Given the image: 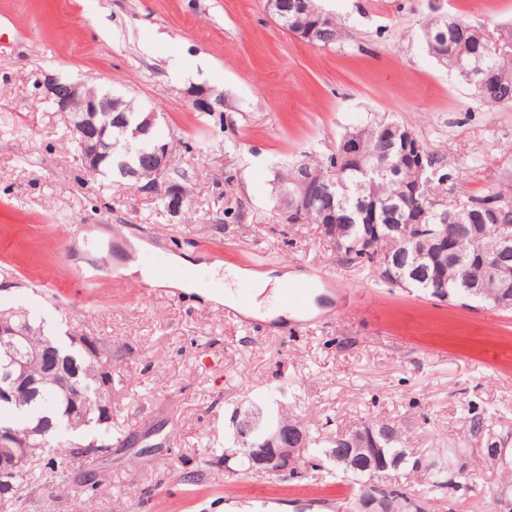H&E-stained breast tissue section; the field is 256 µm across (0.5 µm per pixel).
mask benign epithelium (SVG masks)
Returning <instances> with one entry per match:
<instances>
[{"label":"benign epithelium","mask_w":512,"mask_h":512,"mask_svg":"<svg viewBox=\"0 0 512 512\" xmlns=\"http://www.w3.org/2000/svg\"><path fill=\"white\" fill-rule=\"evenodd\" d=\"M298 6L295 0H267L269 14L279 18L289 10ZM460 74L466 82L478 86H487L504 77V74L483 70L479 67H467L457 64ZM191 100L193 108L198 112L224 111V92L203 86H192L185 91ZM41 98L45 102L55 105L56 111L62 116L69 129L78 136L80 152L77 162L88 173L98 175L101 172L103 155L100 151L99 141L103 133L112 124V117L118 111L123 100L110 98L100 100L93 89L81 82L65 81L53 75H47L41 82ZM158 112L154 110L141 112L140 121L131 132V138L137 139L145 136L157 125ZM386 137L396 140L404 148L405 161L418 170H423L425 160L429 155L424 152L415 133L398 124L391 123L385 128ZM362 136L351 133L345 137L341 144V152L351 166L363 167V159L359 152V143ZM172 152L168 143L160 144L154 154L144 163L141 170L132 174L134 187L140 191L153 193L164 185V197L169 212L177 214L181 206V188L173 182L161 183V179L168 169V158ZM329 192V186L318 173L302 170L299 178L294 182V188L280 194L276 210L282 219L290 224H300L304 221L311 204L316 198ZM427 212L415 214V229L417 235L408 238L409 250L413 251L420 266L425 271L437 273L439 267L434 262L435 255H458L471 252L476 247L477 238L450 237L448 243L434 244L432 252L421 249L420 240L424 238V221ZM318 223L325 225L329 231V242L336 252L344 250V225L339 223L337 214L329 210L318 218ZM512 255V235H505L500 240L499 257L490 258L483 255L469 262L462 269V276L469 288L470 296L483 303L496 298L505 292L508 287L507 280L498 279L497 272L502 263L508 261ZM26 327L23 324L0 323V344L5 354L13 356L9 365L0 372V404L14 402L17 392L22 390L29 396L39 395L41 380L30 375L27 360L38 359L45 364L47 372L57 380L58 387L67 392L78 390L77 373L62 361L56 359L54 349L47 344L39 350L26 354L21 359L13 355L16 342L25 338ZM73 342L83 346L86 352L98 358L106 355L104 348L100 347L90 336L82 334L73 335ZM96 409L103 415L111 413V404L103 399L97 400L91 407L82 401L75 404L71 419L75 425L86 420L91 409ZM308 432L299 424L278 423L267 427L259 436L246 431L238 432L233 455L248 460L251 470L266 474H284L294 471L305 458L308 451ZM31 449L27 443L17 440L9 425H0V493L7 495L12 492L17 476L18 463L26 460ZM331 460L344 469H356L365 466L371 470L375 477L381 478L388 470L383 449L377 447L374 435L363 431L350 439H343L336 448L331 450ZM485 461L494 468H508L512 466V448L508 441L488 449Z\"/></svg>","instance_id":"obj_1"}]
</instances>
